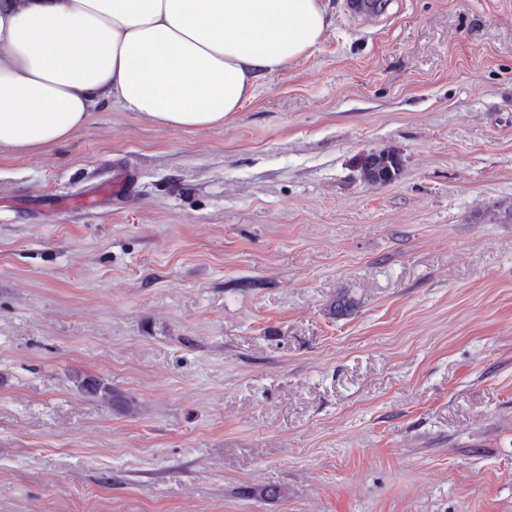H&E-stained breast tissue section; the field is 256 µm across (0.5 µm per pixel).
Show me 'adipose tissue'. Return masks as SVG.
Wrapping results in <instances>:
<instances>
[{"mask_svg": "<svg viewBox=\"0 0 512 512\" xmlns=\"http://www.w3.org/2000/svg\"><path fill=\"white\" fill-rule=\"evenodd\" d=\"M328 26L322 0H0V156L65 141L106 104L223 126Z\"/></svg>", "mask_w": 512, "mask_h": 512, "instance_id": "ef3b65f1", "label": "adipose tissue"}]
</instances>
